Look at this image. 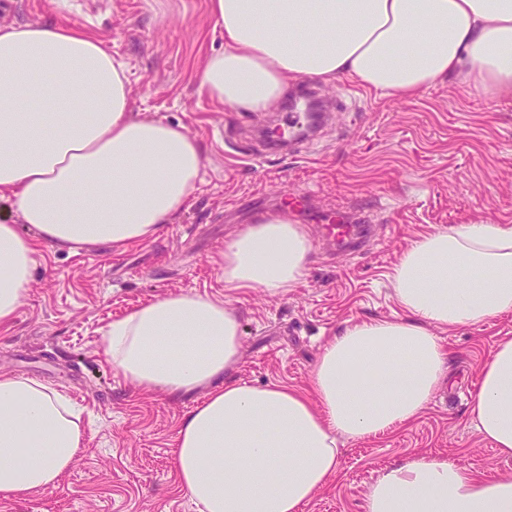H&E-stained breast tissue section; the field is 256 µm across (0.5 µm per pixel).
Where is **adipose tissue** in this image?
Wrapping results in <instances>:
<instances>
[{"label": "adipose tissue", "mask_w": 512, "mask_h": 512, "mask_svg": "<svg viewBox=\"0 0 512 512\" xmlns=\"http://www.w3.org/2000/svg\"><path fill=\"white\" fill-rule=\"evenodd\" d=\"M224 34L200 90L232 110L276 104L290 82L349 79L409 97L450 78L512 97V0H210ZM204 155L186 127L132 109L122 63L69 26H0V330L25 298L40 246L75 252L156 238L187 206ZM312 251L287 214L226 241L224 285L283 292ZM388 278L401 316L347 324L325 344L309 389L227 379L240 360L239 319L218 297L173 292L113 320L102 350L140 391L178 398L173 463L201 512H302L336 476L339 442L405 427L426 408L452 358L443 335L512 314V224H451L423 234ZM471 421L512 457V338L481 368ZM85 445L68 397L0 374V496L56 486ZM364 512H512V474L435 457L386 466Z\"/></svg>", "instance_id": "ef3b65f1"}]
</instances>
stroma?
Wrapping results in <instances>:
<instances>
[{"label": "stroma", "instance_id": "stroma-1", "mask_svg": "<svg viewBox=\"0 0 512 512\" xmlns=\"http://www.w3.org/2000/svg\"><path fill=\"white\" fill-rule=\"evenodd\" d=\"M65 24L96 34L126 65L135 111L186 126L206 158L188 206L154 240L115 251L36 255L13 326L0 331V372L68 393L86 444L56 487L0 497V512H200L173 464L176 427L195 397L137 393L102 353L112 319L172 292L224 298L240 314L235 381L306 387L324 342L348 322L401 314L388 273L422 233L449 225L512 224V98L445 80L406 99L350 81L320 84L316 134L288 150L263 147L285 112H231L202 94L206 58L224 48L207 0H0V25ZM287 212L313 250L285 292L237 291L217 265L242 225ZM359 220L377 230L360 251L336 249L322 226ZM512 314L446 337L447 387L409 427L342 446L339 472L304 512H363L369 484L405 459L448 457L512 473L473 428L469 395Z\"/></svg>", "mask_w": 512, "mask_h": 512}]
</instances>
